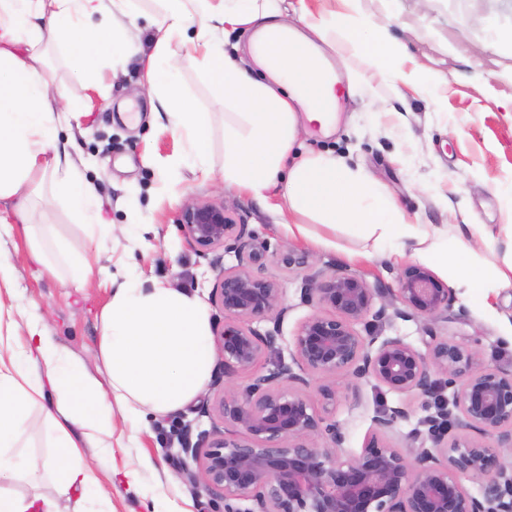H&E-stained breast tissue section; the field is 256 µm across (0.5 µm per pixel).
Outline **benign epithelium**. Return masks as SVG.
Masks as SVG:
<instances>
[{
    "label": "benign epithelium",
    "mask_w": 512,
    "mask_h": 512,
    "mask_svg": "<svg viewBox=\"0 0 512 512\" xmlns=\"http://www.w3.org/2000/svg\"><path fill=\"white\" fill-rule=\"evenodd\" d=\"M178 224L203 254L236 246L238 266L224 270L215 290L224 327L214 340L224 368H253L276 336L258 334L251 323L287 311L281 288L251 271L265 244L222 203L187 205ZM279 261L310 267L309 256L293 250ZM308 281L304 296L326 312L300 324L290 363L277 362L243 392L226 383L205 402L215 421L235 431L216 426L204 444L184 449L196 463L190 480L221 496L224 512H512V372L433 332L422 351L398 336L357 329L369 318H388V305L377 301L393 292L399 316L446 318L452 289L417 264L400 270L395 290L339 270L317 271ZM341 375L417 399L427 412L426 432L414 433L406 453L387 444L384 437L409 413L405 404L386 406L372 418L362 451L342 457L345 433L327 422L335 389L319 388L320 408L296 390L314 377ZM464 479L480 482L479 493L471 494Z\"/></svg>",
    "instance_id": "obj_1"
}]
</instances>
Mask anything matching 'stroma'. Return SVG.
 I'll list each match as a JSON object with an SVG mask.
<instances>
[{
    "mask_svg": "<svg viewBox=\"0 0 512 512\" xmlns=\"http://www.w3.org/2000/svg\"><path fill=\"white\" fill-rule=\"evenodd\" d=\"M136 12V48L120 74L109 62H76L65 50L47 52V74L66 93V108L80 112L79 125H61L53 133L59 144L74 143L86 161V178L103 202L104 220L120 233L100 250L89 247L85 229L75 224L65 206L52 202L45 218L69 250L86 256L87 282L77 288L35 264L21 229L0 227V258L9 261L19 303L42 317L46 331L96 378L105 372L98 358L101 312L112 294L113 276L135 269L145 283L155 281L197 294L210 319L211 330L222 329L224 312L212 300L223 269L236 266L233 250L215 249L200 255L191 248L177 223L180 209L191 202L224 203L237 222L247 225L268 250L254 265L256 274L281 288L287 311L280 321H255L260 332L276 331L274 347L264 350L256 367L225 370L215 360L202 398L181 411L147 418L133 439L123 440L112 455L88 448L84 457L98 477L97 489L85 501L87 512H223L220 496L196 491L183 478L193 461L182 451V438L201 444L214 421L202 409L203 397L217 392V380L237 389L252 385L275 363L289 357L301 322L318 312L303 296L309 270H291L278 263L280 254H308L315 268L342 270L369 283L397 288L404 262L383 254L362 256L363 243L345 229L311 225V232L331 240L328 249L292 238L287 225L268 204L225 187L224 97L203 71L180 73L186 105L211 113L209 178L182 166L176 175L159 163L180 156L183 143L173 130L152 90L147 60L162 33L146 15L159 10L158 0H131ZM362 13L380 20L387 39L401 48V66L417 77L413 89L397 92L378 68L346 43L326 49L325 62L342 81L355 85L343 96L339 120L330 135L318 126L303 127L302 150H332L351 166L371 171L410 215L413 223L447 225L449 235L467 237L471 224H512V0H360ZM447 318L428 322L391 316L384 335L398 336L422 347L427 330L476 348L484 362L512 371V288L490 292L485 302L470 301L455 291ZM336 389L330 420L344 430L345 455L358 454L372 432L380 405H396L398 395L347 377H317L302 394L318 400V388ZM141 466L139 492L129 491L122 472Z\"/></svg>",
    "mask_w": 512,
    "mask_h": 512,
    "instance_id": "obj_1",
    "label": "stroma"
}]
</instances>
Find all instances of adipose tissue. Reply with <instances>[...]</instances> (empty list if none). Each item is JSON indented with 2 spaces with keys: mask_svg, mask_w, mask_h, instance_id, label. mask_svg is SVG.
Instances as JSON below:
<instances>
[{
  "mask_svg": "<svg viewBox=\"0 0 512 512\" xmlns=\"http://www.w3.org/2000/svg\"><path fill=\"white\" fill-rule=\"evenodd\" d=\"M129 0H0V223L16 220L28 239L33 260L48 263L44 240L32 222V201L42 181L79 223L108 239L114 227L101 221V203L85 181L82 158L58 148L51 137L69 123L62 89L47 78L48 47L100 53L109 45L104 24L120 25ZM153 22L167 34L181 33L199 20L201 48L184 53L160 43L150 60L154 73L167 77L159 100L203 176H210L207 112L179 103L178 74L202 67L222 92L224 115V183L265 201L278 194L275 209L292 236L311 237L319 248L326 237L310 236L308 222L328 228L355 229L373 250L391 249L399 258L434 267H453L455 287L484 301L492 288H512V261L498 266L478 261L474 243L494 246L512 240V225H469V242L449 246L448 233L432 224L412 223L394 197L374 176L350 167L333 152L297 149L300 123L329 128L339 100L335 72L322 62L319 44L345 42L372 60L394 84L409 86L414 77L398 64L400 52L387 42L380 26L342 0L341 15L300 6L299 25L282 16L278 0H162ZM248 27L252 60L265 79L224 48L226 28ZM0 512H68L62 496L97 485L82 450L110 452L113 413L130 426L147 417L183 409L208 383L214 362L210 322L201 300L161 283L143 287L132 277L113 282L112 297L101 315L99 358L107 380L81 374L68 350L50 336L40 317L15 319L9 300L16 297L11 266L0 259ZM53 406H46L47 391ZM41 408L54 455L38 457L22 445L21 415ZM51 480L57 496L13 491L18 480Z\"/></svg>",
  "mask_w": 512,
  "mask_h": 512,
  "instance_id": "adipose-tissue-1",
  "label": "adipose tissue"
}]
</instances>
